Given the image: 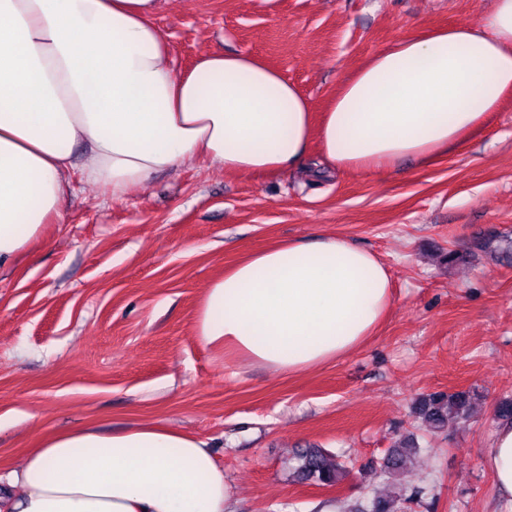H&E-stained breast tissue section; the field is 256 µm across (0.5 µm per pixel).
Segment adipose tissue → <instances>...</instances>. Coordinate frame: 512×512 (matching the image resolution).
Wrapping results in <instances>:
<instances>
[{
	"label": "adipose tissue",
	"instance_id": "obj_1",
	"mask_svg": "<svg viewBox=\"0 0 512 512\" xmlns=\"http://www.w3.org/2000/svg\"><path fill=\"white\" fill-rule=\"evenodd\" d=\"M158 0H0V270L61 220L79 183L104 199L200 158L225 172L313 176L429 163L482 128L512 93V0L479 25L404 36L344 81L321 119L253 54L208 53L175 73ZM83 154H76V147ZM394 303L378 255L330 235L245 257L205 288L194 334L210 350L296 373L359 350ZM483 464L512 503V422ZM0 512H225L207 443L160 424L43 437Z\"/></svg>",
	"mask_w": 512,
	"mask_h": 512
}]
</instances>
